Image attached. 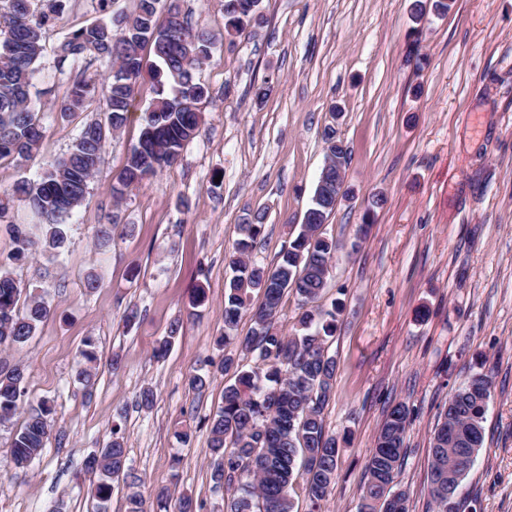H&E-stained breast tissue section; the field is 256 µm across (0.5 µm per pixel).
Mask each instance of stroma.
<instances>
[{
  "label": "stroma",
  "instance_id": "obj_1",
  "mask_svg": "<svg viewBox=\"0 0 512 512\" xmlns=\"http://www.w3.org/2000/svg\"><path fill=\"white\" fill-rule=\"evenodd\" d=\"M412 2L261 0L245 35L230 37L224 0H179L192 26L216 37L197 72L210 91L199 136L177 165L114 202L112 182L154 97L141 79L133 116L108 139L61 255L11 267L52 313L25 346L0 351V364L26 367L27 398L49 400L57 439L23 474L9 453L15 427L0 425V512H47L59 501L65 512H94L84 461L116 423L146 499L165 490L191 496L200 512H223L233 492L210 479L204 420L221 405L225 379L195 393L185 377L221 356L215 340L238 224L266 212L251 257L273 263L310 203L330 126L349 150L353 197L325 225L341 248L324 299H340L345 312L329 347L338 370L324 422L344 444L321 512H358L366 458L398 401L412 415L397 481L409 512H432L430 437L452 389L476 372L490 375L491 397L461 497L475 512H512V0H456L416 33ZM101 16L98 0H63L49 23L31 91L45 134L33 160H0V187L42 174L84 123L101 118L109 62L75 68L57 52ZM413 40L419 66L406 60ZM84 79L96 90L83 108L66 118L53 112ZM265 82L269 95L256 98ZM378 191L386 202L369 209ZM366 219L370 230L356 240ZM106 223L112 242L102 247L94 231ZM91 273L100 286L90 292ZM199 287L208 299L195 308ZM129 308L138 311L130 326ZM178 319L170 351L155 359L154 345ZM89 339L97 360L87 389L76 375ZM148 385L156 399L144 410L136 397Z\"/></svg>",
  "mask_w": 512,
  "mask_h": 512
}]
</instances>
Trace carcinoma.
Here are the masks:
<instances>
[{
	"instance_id": "obj_1",
	"label": "carcinoma",
	"mask_w": 512,
	"mask_h": 512,
	"mask_svg": "<svg viewBox=\"0 0 512 512\" xmlns=\"http://www.w3.org/2000/svg\"><path fill=\"white\" fill-rule=\"evenodd\" d=\"M259 0H224V30L229 36L244 33ZM169 15L158 21L161 8ZM48 13L35 14L32 0H0V159H31L43 138L44 127L31 102L30 89L37 75ZM108 32L95 36L89 27L74 31L58 47L60 58L74 67L94 56L112 62L105 99V135L94 136L86 123L67 155L56 160L36 179H21L0 189V224L13 218L15 206L23 204L43 220L40 235L33 237L22 224H10L14 242L11 259L37 252L59 255L66 239L67 220L84 202L108 135L122 129L128 120L134 88L147 75L155 97L140 116L141 129L126 164L112 184L119 199L132 186L176 164L185 145L200 128L198 104L209 96L208 87L194 73L210 60L213 34L195 29L178 0H138L137 9L123 16V26L100 19ZM150 46L153 60L142 49ZM85 80L74 83L55 108L66 117L80 110L91 93ZM326 156L347 159L348 148L330 129L324 133ZM336 186L332 177L318 178L311 203L287 248L271 265L251 260L255 241L264 231L265 215L257 213L237 225L239 238L229 256L233 276L225 284L224 337L238 348L256 354L253 366L244 368L231 354L219 362L207 361L209 370L194 371L187 385L205 389L211 378L233 373L224 386L223 404L207 419L210 458L208 468L214 487L237 486L239 495L229 501L226 512H295L291 494L301 482L310 512H320L336 480L340 453L336 435L325 429L323 412L336 381L337 360L329 354L343 303H321L339 243L325 236L323 225L335 210ZM293 293L298 316L293 333L277 327L283 300ZM23 293L10 268L0 263V347H22L36 334L50 314L45 299L31 294L19 307ZM261 301L254 306L252 294ZM253 323L246 336L234 331L243 315ZM182 327L175 321L169 335L154 350L162 358ZM25 368L0 367V425L24 414L9 445L15 468L27 471L51 439L47 401L25 402ZM491 396V381L472 374L448 398L431 437L432 461L428 496L436 512H461L458 495L462 483L484 443V422ZM411 409L404 403L392 406L375 438L366 461L367 481L362 488L359 512H408L407 493L395 483L402 466L406 429ZM127 447L119 428L112 440L89 458L87 470L98 475L88 486L96 512H107L114 482L123 480L127 492L126 512H165L168 502L152 503L138 490L140 479L125 472Z\"/></svg>"
}]
</instances>
